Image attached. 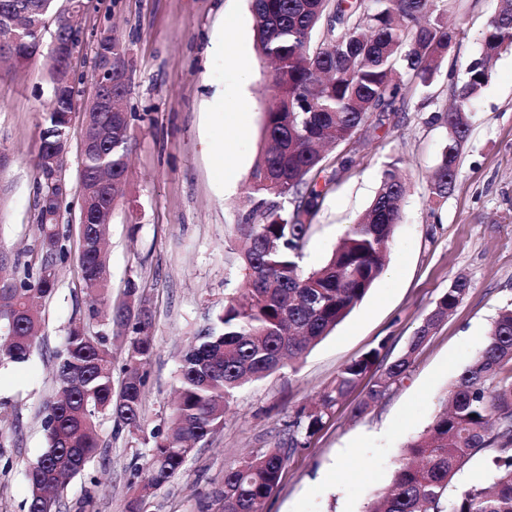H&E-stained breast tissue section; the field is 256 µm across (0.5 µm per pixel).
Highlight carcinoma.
<instances>
[{
	"instance_id": "1",
	"label": "carcinoma",
	"mask_w": 512,
	"mask_h": 512,
	"mask_svg": "<svg viewBox=\"0 0 512 512\" xmlns=\"http://www.w3.org/2000/svg\"><path fill=\"white\" fill-rule=\"evenodd\" d=\"M44 9V0H0V58L24 66L40 52L42 36L31 30L13 46L8 18ZM256 47L274 64L275 105L265 112L264 144L247 187L251 210L236 225L245 301L224 300V309L198 330L181 356L171 409L173 436L151 433L140 484L125 512H143L154 490L169 483L194 447L223 422L235 393L285 365H295L360 303L385 268L388 243L402 219L405 186L401 160L385 165L370 206L357 217L322 267L300 266L309 221L319 211L324 186L354 163L350 155L324 166L320 147L361 140L358 133L381 126L414 79L428 87L440 71L457 29L436 0H252ZM320 38L314 39L313 34ZM512 50V0L500 7L481 36V51L466 67L457 105L437 119L448 140L429 185V200L448 198L458 175L459 148L470 131V105L488 82L498 56ZM69 59L52 58L53 107L45 113L35 163L39 260L18 275V262L0 267V359L23 362L36 343L38 307L56 289L59 266L68 258L60 213L71 195L59 143L69 135L64 116L74 107ZM83 133L100 141L85 154L86 181L79 207L94 218L82 225L88 249L77 261L84 290L99 301L91 322H72L56 354L58 396L46 406L47 447L28 464L27 512H55L58 494L85 470L100 447L99 419L115 417L137 438L144 434V366L154 343L140 286L128 279L125 300L112 304L103 255L104 226L127 180L133 137L130 116L90 112ZM64 182L66 192L58 183ZM457 276L415 329L407 350L386 362L373 349L342 367L315 404L298 409L286 437L224 474L219 512H262L277 489L290 456L307 445L334 408L368 378L357 411L364 412L408 373L411 359L439 324L469 294ZM123 337L126 378L114 391L112 347L92 321ZM474 458L489 465L484 482L459 476ZM365 512H512V307L501 310L489 337L450 389V407L405 446L392 480Z\"/></svg>"
}]
</instances>
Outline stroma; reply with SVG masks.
Returning <instances> with one entry per match:
<instances>
[{
  "mask_svg": "<svg viewBox=\"0 0 512 512\" xmlns=\"http://www.w3.org/2000/svg\"><path fill=\"white\" fill-rule=\"evenodd\" d=\"M82 44L70 78L85 109L100 33L126 49L124 102L134 137L128 179L112 212L107 269L113 303L138 279L151 315L154 350L146 365V431L168 435L180 358L195 332L222 312L241 283L234 226L250 208L245 189L263 146L272 73L255 48L251 0H85ZM499 0H453L460 30L429 87L409 84L400 111L370 130L356 163L328 189L308 231L301 266L320 267L371 203L387 162L402 160L403 218L382 276L363 301L292 368L242 386L223 423L187 458L181 473L149 498L147 512H216L224 473L282 438L298 408L311 404L347 363L382 348L395 358L451 281L471 290L414 356L408 376L365 413L360 393L337 406L308 448L295 452L263 512H364L391 481L404 446L432 422L456 376L485 341L500 309L512 306V50L496 60L474 101L471 130L446 201H428L430 176L448 137L437 115L454 100L466 66ZM22 68L0 61V250L37 260L35 161L50 103L49 50ZM223 42V54L213 53ZM242 64L230 69L225 55ZM223 87L225 100L212 97ZM245 88L246 119L225 125V104ZM233 172V187L224 184ZM76 258L63 265L27 361H0V512H27V465L46 448L45 405L54 394V356L76 308L87 307ZM148 447L100 426V446L58 498V512H124Z\"/></svg>",
  "mask_w": 512,
  "mask_h": 512,
  "instance_id": "1",
  "label": "stroma"
}]
</instances>
